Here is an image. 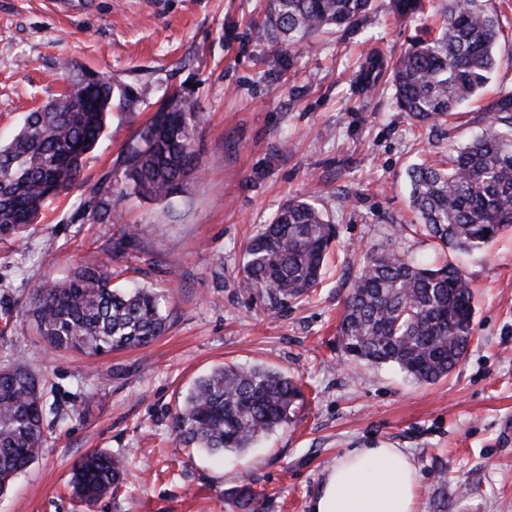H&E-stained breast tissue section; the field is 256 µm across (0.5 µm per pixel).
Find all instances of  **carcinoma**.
Masks as SVG:
<instances>
[{
    "instance_id": "cac0c4a2",
    "label": "carcinoma",
    "mask_w": 512,
    "mask_h": 512,
    "mask_svg": "<svg viewBox=\"0 0 512 512\" xmlns=\"http://www.w3.org/2000/svg\"><path fill=\"white\" fill-rule=\"evenodd\" d=\"M431 6L440 22L433 37L418 38L391 70L399 109L421 125L452 130L455 106L475 98L500 64V27L487 0H390L401 18ZM372 0H269L265 26L288 48L328 30L360 29ZM386 75L368 59L361 75L372 88ZM137 94L109 78L70 74L62 93L27 113L0 144V240L40 223L42 208L78 185L85 156L113 109L132 107ZM482 134L448 156V166L418 164L407 177L409 198L425 236L443 250L478 248L512 228V90L487 106ZM196 108L172 99L139 134L125 159L124 184L154 200H167L198 169L192 141ZM92 216L108 209L100 189L89 190ZM336 227L317 203L287 200L271 223L243 247L240 285L278 308L309 294L321 278ZM338 336L344 352L372 364H392L419 383H434L463 359L473 335L471 283L461 267L418 263L396 249L367 250L349 280ZM38 335L55 351L97 358L146 348L167 328L161 297L144 288L112 287L101 263L75 269L63 281L39 280L31 289ZM303 401L299 381L258 366L224 365L198 379L172 418L177 444L212 454L244 453L265 434L290 424ZM40 380L24 365L0 368V494L43 453L48 416ZM124 480L121 457L96 450L73 467L75 494L93 503ZM252 512L256 492L243 485L231 494Z\"/></svg>"
}]
</instances>
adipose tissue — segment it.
Returning <instances> with one entry per match:
<instances>
[{
  "label": "adipose tissue",
  "mask_w": 512,
  "mask_h": 512,
  "mask_svg": "<svg viewBox=\"0 0 512 512\" xmlns=\"http://www.w3.org/2000/svg\"><path fill=\"white\" fill-rule=\"evenodd\" d=\"M420 475L401 448H353L327 472L312 512H417Z\"/></svg>",
  "instance_id": "adipose-tissue-1"
}]
</instances>
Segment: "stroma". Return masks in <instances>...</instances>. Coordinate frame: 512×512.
Returning a JSON list of instances; mask_svg holds the SVG:
<instances>
[{
  "instance_id": "35a3bbf8",
  "label": "stroma",
  "mask_w": 512,
  "mask_h": 512,
  "mask_svg": "<svg viewBox=\"0 0 512 512\" xmlns=\"http://www.w3.org/2000/svg\"><path fill=\"white\" fill-rule=\"evenodd\" d=\"M374 0L366 32L322 34L298 48L273 41L265 0H0V143L27 112L61 93L65 61L139 91L112 113L82 171L84 187L54 200L37 232L0 240V364L23 362L63 416L42 456L0 496V512H237L251 485L257 512H311L327 471L352 448H401L420 474L419 512H512V229L451 253L474 289L472 341L447 377L421 384L398 369L346 356L337 325L363 250L439 260L415 228L407 171L446 164L512 89V5L491 0L502 62L461 105L452 136L401 112L391 85L365 91L370 55L392 64L423 33ZM198 111V171L168 202L113 197V218L88 219L84 188L124 182L125 157L165 97ZM316 201L338 239L322 284L278 309L242 291L241 246L288 198ZM138 226L135 238L125 229ZM107 263L114 285L162 296L168 332L145 349L88 359L49 354L26 297L41 278ZM299 377L292 424L249 452L211 456L173 441L172 416L194 381L224 365ZM104 450L126 481L88 504L69 486L73 464ZM448 484L438 490L435 475Z\"/></svg>"
}]
</instances>
